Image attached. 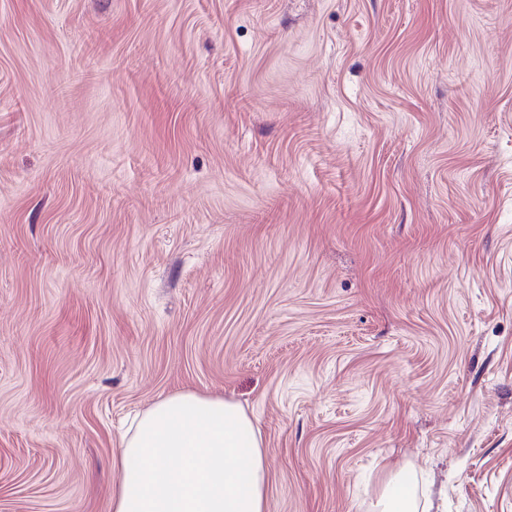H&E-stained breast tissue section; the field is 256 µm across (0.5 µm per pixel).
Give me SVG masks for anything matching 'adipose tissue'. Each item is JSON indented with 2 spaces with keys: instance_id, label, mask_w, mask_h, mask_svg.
Masks as SVG:
<instances>
[{
  "instance_id": "ef3b65f1",
  "label": "adipose tissue",
  "mask_w": 512,
  "mask_h": 512,
  "mask_svg": "<svg viewBox=\"0 0 512 512\" xmlns=\"http://www.w3.org/2000/svg\"><path fill=\"white\" fill-rule=\"evenodd\" d=\"M116 464L112 512H268L263 441L233 402L158 401L132 422Z\"/></svg>"
}]
</instances>
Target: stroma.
<instances>
[{
    "instance_id": "obj_1",
    "label": "stroma",
    "mask_w": 512,
    "mask_h": 512,
    "mask_svg": "<svg viewBox=\"0 0 512 512\" xmlns=\"http://www.w3.org/2000/svg\"><path fill=\"white\" fill-rule=\"evenodd\" d=\"M179 392L269 512H512V0H0V512ZM398 477H393L385 486L379 504L382 505L380 512H418L414 493L406 489L394 490L399 483Z\"/></svg>"
}]
</instances>
